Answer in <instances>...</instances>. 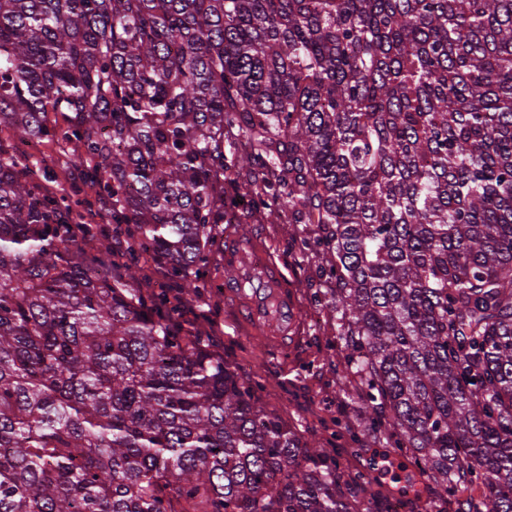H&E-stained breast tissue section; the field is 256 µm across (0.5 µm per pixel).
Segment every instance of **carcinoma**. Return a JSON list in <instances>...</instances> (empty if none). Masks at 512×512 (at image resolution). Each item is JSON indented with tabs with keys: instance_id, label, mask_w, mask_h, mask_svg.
I'll use <instances>...</instances> for the list:
<instances>
[{
	"instance_id": "obj_1",
	"label": "carcinoma",
	"mask_w": 512,
	"mask_h": 512,
	"mask_svg": "<svg viewBox=\"0 0 512 512\" xmlns=\"http://www.w3.org/2000/svg\"><path fill=\"white\" fill-rule=\"evenodd\" d=\"M0 116L76 142L129 243L102 271L0 153V512H375L133 287L145 251L197 288L226 181L317 225L336 435L512 512V0H0Z\"/></svg>"
}]
</instances>
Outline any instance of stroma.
<instances>
[{
  "mask_svg": "<svg viewBox=\"0 0 512 512\" xmlns=\"http://www.w3.org/2000/svg\"><path fill=\"white\" fill-rule=\"evenodd\" d=\"M240 216L258 229L262 245L296 287L300 333L304 338L299 352L277 357L246 340L225 306L222 289L216 286L219 269L210 270L200 280L197 292L188 296L172 281L167 265L143 261L139 264L137 287L147 294L153 292L155 283H163L170 301L178 308L175 323L183 330L198 328L208 334L232 367L262 383L263 402L305 437L318 442L336 458L343 472L371 467L375 456L384 455L383 446L367 437L357 451L349 437L334 434L335 419L354 426L360 423V404L357 399L339 394L336 387V366L341 360L332 347L337 313L314 300L315 295L327 293L333 282L323 274L320 254L300 248L301 239L311 235L312 225L294 223L285 210L263 215L244 209ZM418 478L410 467L398 475L375 473L357 495L364 501L375 500L383 512H389L392 503L402 496V483Z\"/></svg>",
  "mask_w": 512,
  "mask_h": 512,
  "instance_id": "obj_1",
  "label": "stroma"
}]
</instances>
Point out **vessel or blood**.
I'll return each instance as SVG.
<instances>
[{"mask_svg": "<svg viewBox=\"0 0 512 512\" xmlns=\"http://www.w3.org/2000/svg\"><path fill=\"white\" fill-rule=\"evenodd\" d=\"M224 301L237 322L261 336L275 355L300 342L294 291L278 263L250 234L231 229L222 240Z\"/></svg>", "mask_w": 512, "mask_h": 512, "instance_id": "obj_1", "label": "vessel or blood"}]
</instances>
